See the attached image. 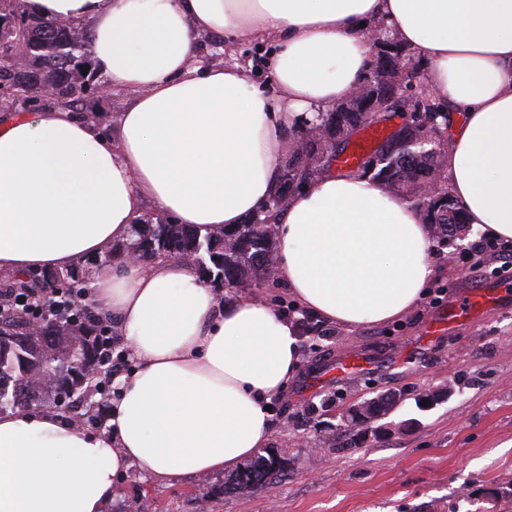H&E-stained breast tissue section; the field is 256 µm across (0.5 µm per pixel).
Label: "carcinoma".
<instances>
[{
    "instance_id": "obj_1",
    "label": "carcinoma",
    "mask_w": 512,
    "mask_h": 512,
    "mask_svg": "<svg viewBox=\"0 0 512 512\" xmlns=\"http://www.w3.org/2000/svg\"><path fill=\"white\" fill-rule=\"evenodd\" d=\"M399 59L406 64L404 86L379 89L380 95L391 101L385 111L371 114L316 112L309 117H300L293 132L299 136L303 147L287 155L279 188L270 198L271 206L264 207L247 223L215 238L202 236L194 228L173 221L140 220L134 225L133 239L123 250H136L144 261L190 252L200 260L197 268L202 275L226 288H237L253 280L270 281L275 275V234L271 232L270 215L281 208L280 200L290 195L294 183L304 182L329 169L347 149L350 136L364 127L382 123L396 112L423 113L427 120L435 122L429 132L439 136L441 123L438 118L443 116L439 102L426 93L415 97L406 94L420 77L422 66L404 47L392 40L385 43V50L378 58L370 60L368 67L392 68ZM85 65H91L88 33L56 19H32L10 7L7 0H0V102L4 107L21 97L37 110L64 104L75 112L86 114V94L95 91L104 79L91 69L82 73ZM46 86L53 89L50 97L44 94ZM319 127L332 131L330 138L336 142H322L315 133ZM419 136L420 127L412 120L405 122L374 151V155L382 158V163L371 171L362 170L361 175H369L384 181L390 188L406 191L436 172L441 175V180H446L438 163L442 150L432 140L419 143ZM441 192L447 194V211L426 210L416 198L411 196L409 200L423 209L425 222L433 228L435 237L444 243L464 227V222L446 185H441ZM80 276L82 270L67 269L53 274L11 273L0 279L5 287L18 295L13 301L0 303V336L12 339L10 349L0 348V411L33 405L56 408L70 399L74 400L73 413L80 412L84 405L90 410L94 408L92 398L110 380L104 368L106 349L112 344L110 317L91 304H58L56 311H64L74 318V322L60 324L56 321L55 311L44 313L40 315L41 329L35 334L29 328L27 312L18 306L21 300L34 294L65 300L81 285ZM75 330L82 333L88 344L83 370H90L96 376L81 382L75 391L61 398L59 394L75 383L69 374L61 372L53 381L38 385L32 382L31 374L42 367L54 366L60 338ZM275 471L273 461L259 457L224 483V493H237L262 485Z\"/></svg>"
}]
</instances>
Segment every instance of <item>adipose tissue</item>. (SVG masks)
<instances>
[{
    "instance_id": "adipose-tissue-1",
    "label": "adipose tissue",
    "mask_w": 512,
    "mask_h": 512,
    "mask_svg": "<svg viewBox=\"0 0 512 512\" xmlns=\"http://www.w3.org/2000/svg\"><path fill=\"white\" fill-rule=\"evenodd\" d=\"M86 25L91 58L132 102L114 133L53 106L0 122V271L100 256L98 307L135 361L105 430L51 409L0 413V512H106L117 480L233 468L270 439L267 406L298 370L300 333L268 303L223 302L195 266L104 256L145 205L223 235L275 192L285 133L365 74L369 24L420 61L445 106L448 187L467 223L512 241V0H20ZM276 35L271 98L204 39ZM277 275L298 305L346 327L411 311L436 275L430 228L379 180L334 170L277 213Z\"/></svg>"
}]
</instances>
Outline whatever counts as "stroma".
<instances>
[{
    "mask_svg": "<svg viewBox=\"0 0 512 512\" xmlns=\"http://www.w3.org/2000/svg\"><path fill=\"white\" fill-rule=\"evenodd\" d=\"M273 40H237L210 60H234L270 96L278 90L265 62ZM481 228L432 255L427 296L406 315L347 328L309 319L300 368L270 401L272 437L263 457L281 468L267 485L224 493L220 474L160 481L140 468L119 478L108 512H512V265ZM494 302L466 320L449 307L475 286ZM426 391L441 393L418 408ZM403 401L380 418L377 439L351 426L348 411L377 396Z\"/></svg>",
    "mask_w": 512,
    "mask_h": 512,
    "instance_id": "stroma-1",
    "label": "stroma"
}]
</instances>
